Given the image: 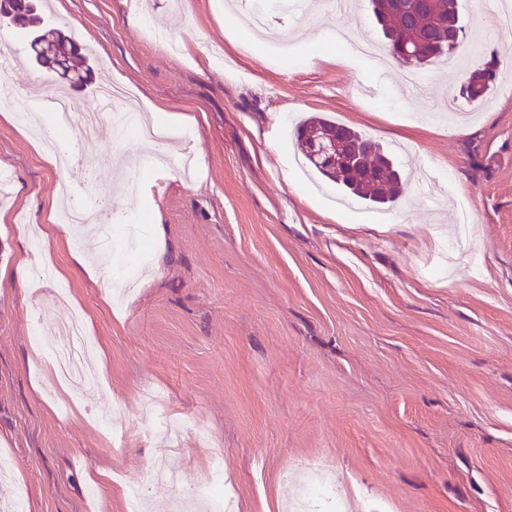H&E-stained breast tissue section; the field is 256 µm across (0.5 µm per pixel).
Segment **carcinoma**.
I'll list each match as a JSON object with an SVG mask.
<instances>
[{
	"label": "carcinoma",
	"mask_w": 512,
	"mask_h": 512,
	"mask_svg": "<svg viewBox=\"0 0 512 512\" xmlns=\"http://www.w3.org/2000/svg\"><path fill=\"white\" fill-rule=\"evenodd\" d=\"M15 16L9 24L32 32L30 48L42 66L69 78L73 86L82 84L89 73L86 61L78 58L71 38L43 26L35 0H12ZM371 0L373 14L388 43V54L404 67L429 65L443 57L451 58L465 49L467 31L462 23L458 0H396L385 6ZM405 45L409 57L396 55L395 47ZM497 77V58L491 55L484 67L462 81L456 98L473 103L482 98ZM334 131L343 135L340 176L333 177L306 153L304 144L315 133ZM297 146L307 162L341 191L376 204L393 203L401 191V177L390 168L379 147L359 131L326 116L304 119L296 129Z\"/></svg>",
	"instance_id": "cac0c4a2"
}]
</instances>
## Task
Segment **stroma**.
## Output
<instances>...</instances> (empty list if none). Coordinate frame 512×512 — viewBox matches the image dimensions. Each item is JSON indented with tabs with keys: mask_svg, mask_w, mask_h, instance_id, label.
<instances>
[{
	"mask_svg": "<svg viewBox=\"0 0 512 512\" xmlns=\"http://www.w3.org/2000/svg\"><path fill=\"white\" fill-rule=\"evenodd\" d=\"M259 1L293 32L282 63L234 46ZM459 4L478 51L409 74L327 62L344 47L319 40L322 28L380 44L366 0L344 18L281 0H45V26H63L91 67L70 93L75 111L94 108L105 78L148 112L192 118L170 149L191 173L144 162V144L106 121L66 135L77 166L65 175L0 119L11 175L0 187V455L11 460L0 505L21 495L26 512H125L134 479L147 484L145 512H169L218 451L235 512H512V33L488 2ZM0 51L15 60L5 84L59 86L25 33ZM493 54L487 97L439 114ZM313 114L431 172L444 209L414 183L392 207L350 213L332 205L334 184L321 194L302 175L290 187L296 149L282 119ZM65 177L112 212L111 238L85 234L81 251L111 252L107 286L137 277L123 304L83 274L43 277L70 260L51 209ZM75 307L108 376L73 392L35 358L50 336L33 324Z\"/></svg>",
	"mask_w": 512,
	"mask_h": 512,
	"instance_id": "obj_1",
	"label": "stroma"
}]
</instances>
